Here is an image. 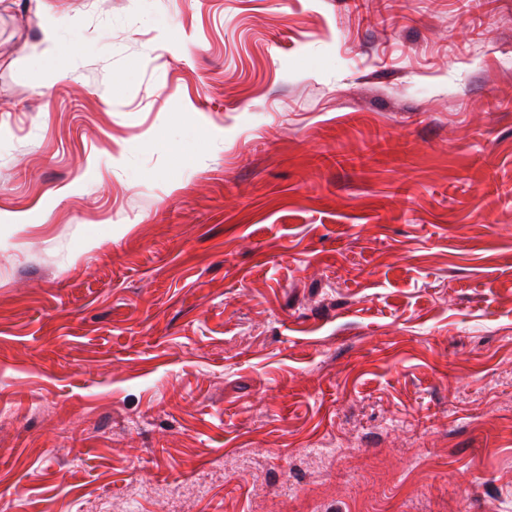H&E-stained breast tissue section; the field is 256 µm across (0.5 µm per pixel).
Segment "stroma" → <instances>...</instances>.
Segmentation results:
<instances>
[{
	"mask_svg": "<svg viewBox=\"0 0 512 512\" xmlns=\"http://www.w3.org/2000/svg\"><path fill=\"white\" fill-rule=\"evenodd\" d=\"M389 2L0 0V512H512V0Z\"/></svg>",
	"mask_w": 512,
	"mask_h": 512,
	"instance_id": "1",
	"label": "stroma"
}]
</instances>
